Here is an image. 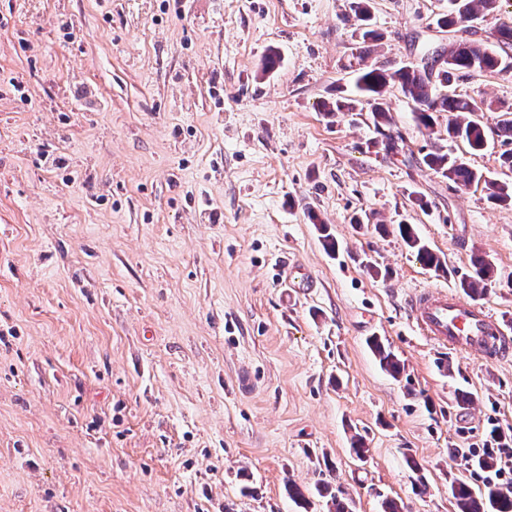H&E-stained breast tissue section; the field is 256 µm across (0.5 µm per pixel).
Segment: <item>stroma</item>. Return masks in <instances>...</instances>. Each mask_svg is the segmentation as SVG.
Returning <instances> with one entry per match:
<instances>
[{"mask_svg":"<svg viewBox=\"0 0 512 512\" xmlns=\"http://www.w3.org/2000/svg\"><path fill=\"white\" fill-rule=\"evenodd\" d=\"M354 3L0 0V512H298L292 483L309 512H333L325 483L352 512H457L456 481L485 489L468 459L512 441V358L449 354L407 299L458 289L480 252L500 279L477 302L512 326V205L422 157L512 171L397 88L395 154L368 112L324 105L360 67L497 47L512 0L449 31L448 0H367L369 44ZM453 87L489 101L486 129L512 107V71ZM290 259L317 286L287 304ZM399 231L403 236L407 246L416 254L417 258L423 263L424 266L434 271L444 269V261L442 258L434 253L428 245L417 236L411 225H400ZM370 348L386 372L395 377L400 375L403 366L389 346H386L378 337H374L370 340Z\"/></svg>","mask_w":512,"mask_h":512,"instance_id":"stroma-1","label":"stroma"}]
</instances>
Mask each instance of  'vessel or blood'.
Wrapping results in <instances>:
<instances>
[{"label": "vessel or blood", "mask_w": 512, "mask_h": 512, "mask_svg": "<svg viewBox=\"0 0 512 512\" xmlns=\"http://www.w3.org/2000/svg\"><path fill=\"white\" fill-rule=\"evenodd\" d=\"M281 271L287 288L286 301H293L316 285L310 269L301 263L282 264ZM407 305L421 334L449 352L486 361L512 352V338L486 307L442 288L415 290Z\"/></svg>", "instance_id": "vessel-or-blood-1"}]
</instances>
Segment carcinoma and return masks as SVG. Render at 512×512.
Wrapping results in <instances>:
<instances>
[{"mask_svg":"<svg viewBox=\"0 0 512 512\" xmlns=\"http://www.w3.org/2000/svg\"><path fill=\"white\" fill-rule=\"evenodd\" d=\"M499 0H448V15L438 20L443 28H454L472 20L477 12H493ZM512 70V57L502 55L487 45L476 41L456 42L446 52L442 66L435 72L415 66L403 65L397 68L367 66L363 68L355 82L360 97L370 106L373 124L379 133L390 125L389 110L381 102L383 89L392 84L414 104L415 117L420 125L430 129L434 125L436 112L470 114L479 112L482 107L471 97L437 92V86L449 84L464 77L480 76L488 72H508ZM448 138L461 140L473 150H482L487 145L488 133L476 120H448ZM500 142L508 149L500 154L501 166L512 170V110L505 113L497 130L493 131ZM422 162L433 172L447 178L459 188L484 184L488 197L495 203L512 204V183L490 179L482 172L474 170L456 157L439 150L430 151ZM399 231L407 246L416 254L424 266L440 271L444 261L417 236L411 225H399ZM470 274L460 280L463 292L475 297L483 293L488 285L496 281V269L491 260L475 253L470 258ZM370 348L380 366L389 374L398 376L403 370L397 355L379 338L370 340ZM458 512H512V492L498 488H488L476 494L470 487L460 482L453 488Z\"/></svg>","mask_w":512,"mask_h":512,"instance_id":"obj_1","label":"carcinoma"}]
</instances>
